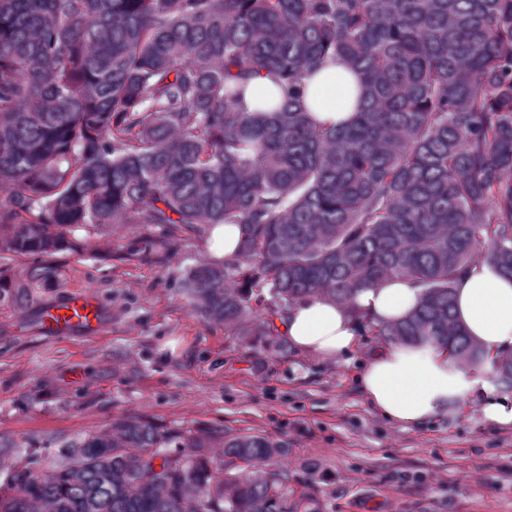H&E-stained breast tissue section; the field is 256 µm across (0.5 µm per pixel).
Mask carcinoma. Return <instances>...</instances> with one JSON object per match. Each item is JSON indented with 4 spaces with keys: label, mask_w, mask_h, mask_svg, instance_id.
<instances>
[{
    "label": "carcinoma",
    "mask_w": 512,
    "mask_h": 512,
    "mask_svg": "<svg viewBox=\"0 0 512 512\" xmlns=\"http://www.w3.org/2000/svg\"><path fill=\"white\" fill-rule=\"evenodd\" d=\"M329 57L360 85L338 126L302 90ZM262 74L282 97L248 112ZM118 224L140 226L126 258L156 265L240 225L185 288L245 347L297 302L410 279L419 304L365 318L373 335L512 390V354L471 340L454 294L478 258L512 279V0H0V308L63 286L75 229ZM287 457L262 434L122 414L25 453L0 512H324Z\"/></svg>",
    "instance_id": "cac0c4a2"
}]
</instances>
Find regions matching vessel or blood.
<instances>
[{
    "mask_svg": "<svg viewBox=\"0 0 512 512\" xmlns=\"http://www.w3.org/2000/svg\"><path fill=\"white\" fill-rule=\"evenodd\" d=\"M100 319L97 300L92 293L84 291L44 307L39 314V328L43 333L56 337L79 331L92 334L97 331Z\"/></svg>",
    "mask_w": 512,
    "mask_h": 512,
    "instance_id": "obj_1",
    "label": "vessel or blood"
}]
</instances>
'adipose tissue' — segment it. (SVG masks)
<instances>
[{
	"label": "adipose tissue",
	"instance_id": "ef3b65f1",
	"mask_svg": "<svg viewBox=\"0 0 512 512\" xmlns=\"http://www.w3.org/2000/svg\"><path fill=\"white\" fill-rule=\"evenodd\" d=\"M357 88L355 73L332 60L308 79L305 100L320 123L336 125L351 116ZM420 296V288L411 280H388L359 291L351 309L321 297L297 303L280 319L279 328L300 351L332 359L353 345L356 314L394 321L406 316ZM455 314L490 355L512 350V280L492 265L474 263L459 277ZM359 385L374 410L406 428L423 424L474 388L460 366L448 363L436 351L397 344L373 353Z\"/></svg>",
	"mask_w": 512,
	"mask_h": 512
}]
</instances>
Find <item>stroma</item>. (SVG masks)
<instances>
[{"label": "stroma", "mask_w": 512, "mask_h": 512, "mask_svg": "<svg viewBox=\"0 0 512 512\" xmlns=\"http://www.w3.org/2000/svg\"><path fill=\"white\" fill-rule=\"evenodd\" d=\"M131 225L67 256L65 284L39 304L91 292L97 333L51 337L38 306L0 308V435L41 456L138 415L163 430L221 427L287 441L297 481L316 480L325 512H512V424L481 405L502 389L471 371L478 390L426 423L404 428L372 409L357 376L383 338L359 326L333 359L289 349L242 348L191 309L184 279L211 260L209 237L183 241L165 265L124 258Z\"/></svg>", "instance_id": "35a3bbf8"}]
</instances>
